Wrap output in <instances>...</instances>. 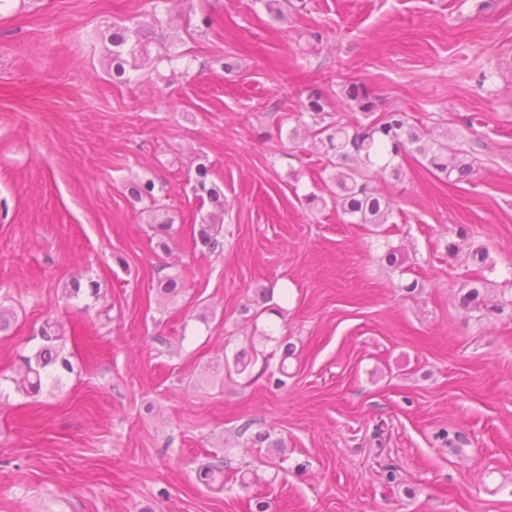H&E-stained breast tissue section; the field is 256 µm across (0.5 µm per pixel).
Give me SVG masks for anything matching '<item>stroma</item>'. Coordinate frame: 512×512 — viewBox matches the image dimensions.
<instances>
[{"label": "stroma", "mask_w": 512, "mask_h": 512, "mask_svg": "<svg viewBox=\"0 0 512 512\" xmlns=\"http://www.w3.org/2000/svg\"><path fill=\"white\" fill-rule=\"evenodd\" d=\"M297 3L284 22L262 0L0 10V512H512V0ZM115 21L158 22L176 61L114 82ZM350 81L474 147L478 175H375L396 205L378 233L307 206L324 164L288 134L312 89L361 119ZM201 162L224 185L211 254L191 240ZM144 175L172 254L124 189ZM467 236L485 263L448 252ZM166 268L185 291L162 306ZM75 277L99 299L68 298ZM466 280L492 309L461 308ZM50 318L73 370L30 397L13 377ZM214 454L249 463V484H199Z\"/></svg>", "instance_id": "1"}]
</instances>
